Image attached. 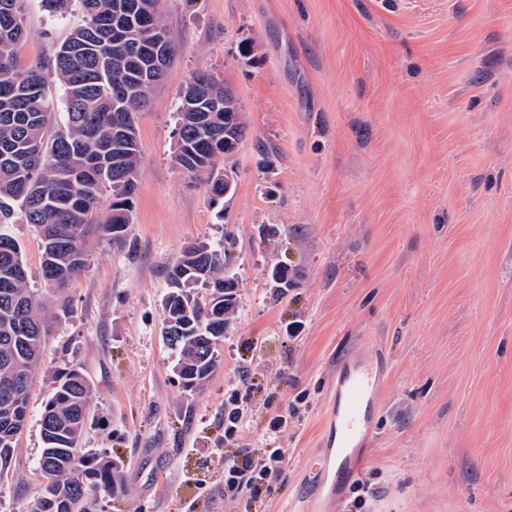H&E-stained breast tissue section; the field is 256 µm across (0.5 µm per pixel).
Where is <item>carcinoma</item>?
<instances>
[{"mask_svg":"<svg viewBox=\"0 0 512 512\" xmlns=\"http://www.w3.org/2000/svg\"><path fill=\"white\" fill-rule=\"evenodd\" d=\"M19 2L0 0V477L27 424L29 391L49 335L44 304L27 288L21 248L4 226L19 220L36 229L42 275L55 290L70 287L86 269L92 225L123 236L139 180L137 112L177 52L158 0H79L82 23L54 54L25 64ZM55 86L63 91L61 112ZM176 112V163L205 180L211 201L232 198V158L247 132L234 89L197 70ZM104 195L108 212L100 221ZM232 246L189 244L167 270L165 320L179 337L174 373L191 394L220 366L224 331L239 307ZM269 277L281 295L293 286L286 267L273 266ZM43 376L49 393L40 415L42 494L31 512H94L91 494L111 493L120 468L109 452L81 448L94 387L74 366Z\"/></svg>","mask_w":512,"mask_h":512,"instance_id":"carcinoma-1","label":"carcinoma"}]
</instances>
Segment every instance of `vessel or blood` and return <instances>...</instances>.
Segmentation results:
<instances>
[{
	"mask_svg": "<svg viewBox=\"0 0 512 512\" xmlns=\"http://www.w3.org/2000/svg\"><path fill=\"white\" fill-rule=\"evenodd\" d=\"M387 379L388 363L375 347L337 360L319 447L310 456L294 512H335L344 490L370 459Z\"/></svg>",
	"mask_w": 512,
	"mask_h": 512,
	"instance_id": "1",
	"label": "vessel or blood"
}]
</instances>
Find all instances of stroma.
I'll list each match as a JSON object with an SVG mask.
<instances>
[{
    "mask_svg": "<svg viewBox=\"0 0 512 512\" xmlns=\"http://www.w3.org/2000/svg\"><path fill=\"white\" fill-rule=\"evenodd\" d=\"M21 8L29 62L81 20L78 0L61 18L43 0ZM159 8L178 52L137 114L124 236L91 231L85 272L54 293L36 229L6 227L49 315L43 366L82 368L95 390L83 446L121 461L97 512H289L336 362L369 340L386 350L389 385L365 512H512V0ZM199 69L232 86L247 124L220 207L173 160L175 102ZM229 230L240 305L193 395L162 335L167 267ZM278 263L294 280L281 297L268 277ZM46 396L35 378L0 512H29L40 495ZM235 404L248 422L230 433ZM258 448L284 449L280 477L227 499L226 464Z\"/></svg>",
    "mask_w": 512,
    "mask_h": 512,
    "instance_id": "1",
    "label": "stroma"
}]
</instances>
